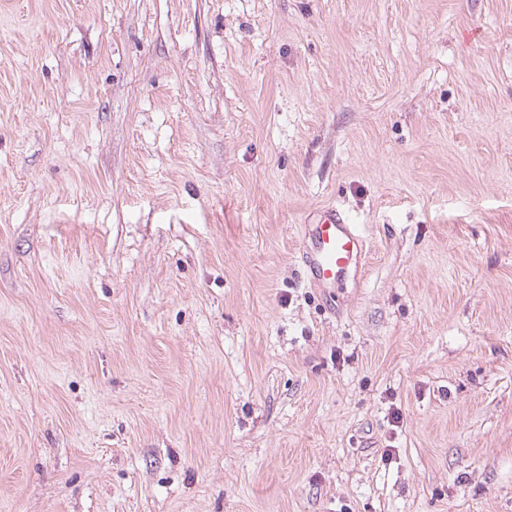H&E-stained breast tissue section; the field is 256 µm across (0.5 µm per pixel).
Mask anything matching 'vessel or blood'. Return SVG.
Wrapping results in <instances>:
<instances>
[{
	"label": "vessel or blood",
	"instance_id": "b4317fda",
	"mask_svg": "<svg viewBox=\"0 0 512 512\" xmlns=\"http://www.w3.org/2000/svg\"><path fill=\"white\" fill-rule=\"evenodd\" d=\"M367 242L359 225L335 206L323 207L315 223L305 225L300 262L311 286L327 289L359 284Z\"/></svg>",
	"mask_w": 512,
	"mask_h": 512
}]
</instances>
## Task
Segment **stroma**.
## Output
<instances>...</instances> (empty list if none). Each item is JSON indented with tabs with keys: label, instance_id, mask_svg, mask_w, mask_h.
Here are the masks:
<instances>
[{
	"label": "stroma",
	"instance_id": "obj_1",
	"mask_svg": "<svg viewBox=\"0 0 512 512\" xmlns=\"http://www.w3.org/2000/svg\"><path fill=\"white\" fill-rule=\"evenodd\" d=\"M0 512H512V0H0ZM313 224H304L300 262L314 288L358 286L366 264L367 242L336 206H324Z\"/></svg>",
	"mask_w": 512,
	"mask_h": 512
}]
</instances>
